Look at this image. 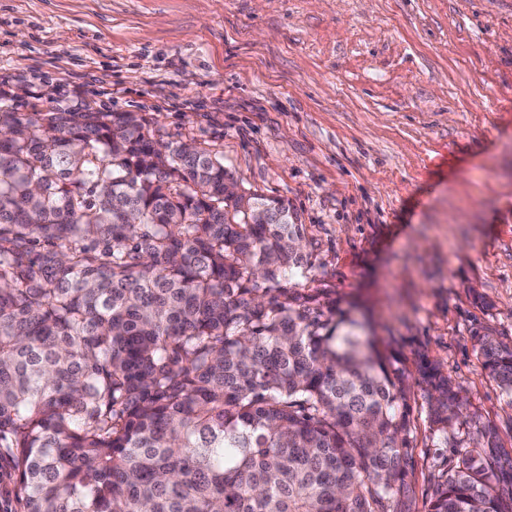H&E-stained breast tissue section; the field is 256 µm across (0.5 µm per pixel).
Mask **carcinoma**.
<instances>
[{"instance_id":"cac0c4a2","label":"carcinoma","mask_w":512,"mask_h":512,"mask_svg":"<svg viewBox=\"0 0 512 512\" xmlns=\"http://www.w3.org/2000/svg\"><path fill=\"white\" fill-rule=\"evenodd\" d=\"M228 176L136 112L0 105V458L24 512H410L405 375L326 293L281 286L309 279L299 215L225 198ZM480 351L512 396V347ZM469 423L429 512H503L512 471Z\"/></svg>"}]
</instances>
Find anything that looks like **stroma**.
<instances>
[{"label": "stroma", "instance_id": "1", "mask_svg": "<svg viewBox=\"0 0 512 512\" xmlns=\"http://www.w3.org/2000/svg\"><path fill=\"white\" fill-rule=\"evenodd\" d=\"M15 111L143 115L301 216L310 288L371 320L407 377L411 512L456 461L426 371L512 461V398L479 341L512 346V0H0Z\"/></svg>", "mask_w": 512, "mask_h": 512}]
</instances>
